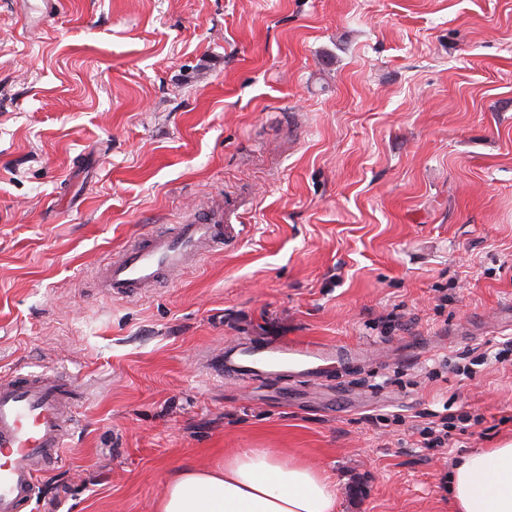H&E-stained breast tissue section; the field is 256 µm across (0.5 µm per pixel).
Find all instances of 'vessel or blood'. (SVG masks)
<instances>
[{
	"instance_id": "vessel-or-blood-1",
	"label": "vessel or blood",
	"mask_w": 512,
	"mask_h": 512,
	"mask_svg": "<svg viewBox=\"0 0 512 512\" xmlns=\"http://www.w3.org/2000/svg\"><path fill=\"white\" fill-rule=\"evenodd\" d=\"M234 232L233 225L216 216L139 239L106 265L107 293L116 299L136 297L160 275L198 262ZM220 365L248 383H317L348 361L328 344L270 338L226 346ZM67 393L66 382L50 371L0 376V512H33L45 464L60 458L77 424Z\"/></svg>"
}]
</instances>
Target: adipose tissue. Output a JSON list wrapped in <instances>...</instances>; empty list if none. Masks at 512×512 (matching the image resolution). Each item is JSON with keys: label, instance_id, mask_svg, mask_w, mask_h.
Returning a JSON list of instances; mask_svg holds the SVG:
<instances>
[{"label": "adipose tissue", "instance_id": "obj_1", "mask_svg": "<svg viewBox=\"0 0 512 512\" xmlns=\"http://www.w3.org/2000/svg\"><path fill=\"white\" fill-rule=\"evenodd\" d=\"M450 490L456 512H512V441L459 458ZM157 512H336V483L302 460L251 448L181 469Z\"/></svg>", "mask_w": 512, "mask_h": 512}]
</instances>
